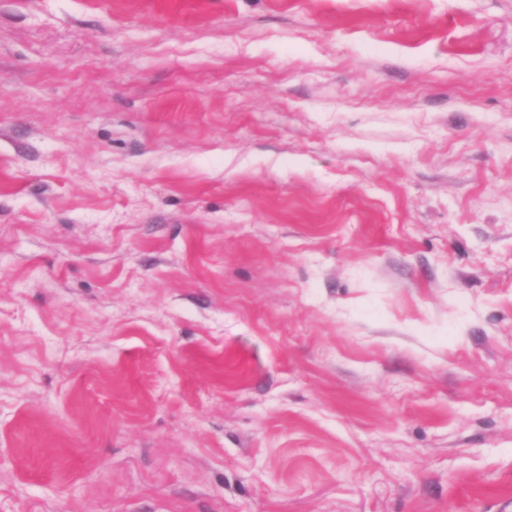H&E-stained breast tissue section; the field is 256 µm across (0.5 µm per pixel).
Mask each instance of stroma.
Returning <instances> with one entry per match:
<instances>
[{"mask_svg": "<svg viewBox=\"0 0 512 512\" xmlns=\"http://www.w3.org/2000/svg\"><path fill=\"white\" fill-rule=\"evenodd\" d=\"M0 512H512V0H0Z\"/></svg>", "mask_w": 512, "mask_h": 512, "instance_id": "obj_1", "label": "stroma"}]
</instances>
